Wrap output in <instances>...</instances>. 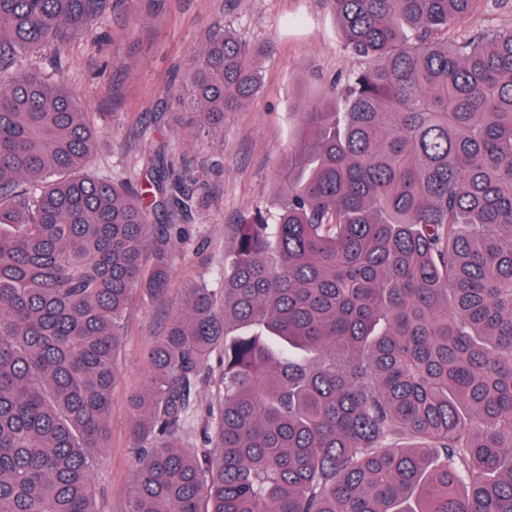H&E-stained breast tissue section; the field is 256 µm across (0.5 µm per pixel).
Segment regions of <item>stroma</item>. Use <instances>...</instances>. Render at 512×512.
I'll list each match as a JSON object with an SVG mask.
<instances>
[{"mask_svg": "<svg viewBox=\"0 0 512 512\" xmlns=\"http://www.w3.org/2000/svg\"><path fill=\"white\" fill-rule=\"evenodd\" d=\"M221 25L254 48L262 89L225 117L223 132L197 136L183 104L188 69L208 31ZM38 61L96 119L102 150L94 174L144 182L172 161L194 191L191 210L152 218L170 241L167 293L133 295L125 312L111 426L93 480L97 512H126L136 465L130 400L147 379L151 346L180 309L188 281L219 287L241 217L274 206L273 175L300 69L332 78L364 62L343 49L324 0H120L72 41L64 67L46 50Z\"/></svg>", "mask_w": 512, "mask_h": 512, "instance_id": "obj_1", "label": "stroma"}]
</instances>
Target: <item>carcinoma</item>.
<instances>
[{
    "instance_id": "obj_1",
    "label": "carcinoma",
    "mask_w": 512,
    "mask_h": 512,
    "mask_svg": "<svg viewBox=\"0 0 512 512\" xmlns=\"http://www.w3.org/2000/svg\"><path fill=\"white\" fill-rule=\"evenodd\" d=\"M109 2L0 0V512H96L124 312L167 290L151 214L193 200L92 174L36 61ZM477 2L328 0L366 65L299 75L274 208L151 348L127 512H512V27L457 31ZM189 84L209 134L262 77L225 27Z\"/></svg>"
}]
</instances>
